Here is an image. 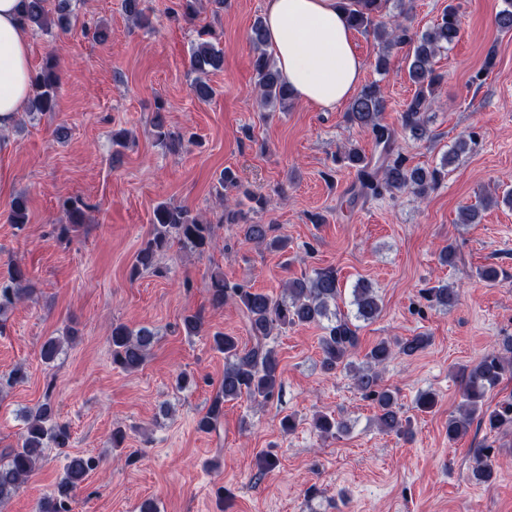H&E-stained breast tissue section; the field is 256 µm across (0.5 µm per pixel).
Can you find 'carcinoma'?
<instances>
[{"mask_svg":"<svg viewBox=\"0 0 512 512\" xmlns=\"http://www.w3.org/2000/svg\"><path fill=\"white\" fill-rule=\"evenodd\" d=\"M69 2L58 0L57 15L54 16L47 8L49 0H28V26L46 34L52 33L55 27H67L70 24ZM388 2L340 0L348 12L350 27L373 33L375 39L384 45L386 53L377 57V71L387 73L389 51L406 47L408 76L416 86L412 99L400 114L397 129L382 123L385 99L378 83L364 86L351 99L347 121L371 135L376 154L368 157L353 145L342 153L341 160L357 171L359 179L358 190L351 191L346 199L350 205L360 197L381 196L386 192L405 189L422 198L448 176V158L468 151L474 143L471 133L459 137L451 154L442 158L441 167L431 170L408 166L407 158L396 150L395 143L401 133L415 141L429 137L425 112L441 81V75L433 67V60L441 50L459 39L461 19L458 9L450 4L432 27L418 33L402 22L387 24L383 21V11ZM200 4L202 0H178L177 7L171 12L191 19L197 14ZM249 40L255 51L253 70L262 103L273 108L288 107L293 92L282 77L276 59L266 50L262 19L258 18L253 23ZM223 64L224 55L215 32L207 27L197 31L190 53V69L198 74L190 90L197 100L208 101L213 97V87L202 76L211 69L222 68ZM57 83L58 60L56 56L49 55L41 70L34 73L27 115L33 117L55 111ZM152 129L157 146L172 152L182 147L183 134L168 127L160 105L154 112ZM87 207L88 204L80 197H72L65 202L66 223L58 225V237L67 239L79 231ZM244 216L240 203L231 205L225 202L218 223L238 224ZM9 219L19 230L27 224L26 196L19 195L11 200ZM151 224L152 233L135 257V273L141 270L160 272L156 266L157 257L174 242L186 251L203 253L214 239L213 224L191 215L188 209L181 206L157 205ZM273 231L271 224H250L246 229V239L271 249L283 248V240L272 235ZM208 291L212 305L219 307L231 301L242 308L251 345L241 347L236 337L227 334L213 335L212 348L224 354V378L207 411L197 422L199 431L208 432L216 426L224 417L226 402L245 397L254 403H263L279 393L282 388L280 361L275 348L269 343L270 337L274 332L290 326L316 324L323 330L320 338L322 369L327 373L338 369L352 373L356 388L377 404L381 428L398 435L408 433L406 420L396 407L394 396L378 388V369L385 368L398 354L412 357L423 351L429 344V337L417 334L396 344L381 339L364 353L361 363H356L353 356L360 348V323H370L381 313L379 299L370 283L361 281L352 289L349 302L352 310L347 313L341 311L338 305L342 288L332 268L315 269L308 276L289 281L279 297L239 283H230L219 272L210 276ZM31 292L27 269L19 265L11 266L7 277L0 279V331L5 328L8 312ZM423 298L431 306L448 308L456 303L457 293L446 285H439L425 289ZM201 327L202 317L198 313L182 318L181 328L188 337L198 335ZM109 343L112 365L124 371H133L144 364L154 343V333L147 327L135 330L115 323ZM62 349V339L50 336L41 345V357L50 363ZM511 372L512 336L502 338L485 350L471 367L462 369L461 398L464 411L458 416L448 417V441L455 442L467 435L475 421L490 433L512 428V396L501 400L492 409L484 407L488 390L496 387ZM414 405L421 412H430L437 405V394L431 390L422 391ZM22 421L23 428L17 445L0 452V504L9 500L28 480L46 449L70 447L71 432L67 425L56 420V412L50 401L24 412ZM315 427L325 436H336L345 430L342 422L328 414L317 416ZM66 458L63 474L53 489L40 498L37 512H72L71 503L76 490L99 466V459L91 455L68 453ZM473 459V479L489 481L493 475V464L487 454V446L475 449Z\"/></svg>","mask_w":512,"mask_h":512,"instance_id":"carcinoma-1","label":"carcinoma"}]
</instances>
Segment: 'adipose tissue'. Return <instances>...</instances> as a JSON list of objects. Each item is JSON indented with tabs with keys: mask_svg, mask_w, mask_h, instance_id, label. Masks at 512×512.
I'll return each instance as SVG.
<instances>
[{
	"mask_svg": "<svg viewBox=\"0 0 512 512\" xmlns=\"http://www.w3.org/2000/svg\"><path fill=\"white\" fill-rule=\"evenodd\" d=\"M23 0H0V118L25 112L32 72ZM269 48L298 100L324 110L357 89L363 60L339 0H265Z\"/></svg>",
	"mask_w": 512,
	"mask_h": 512,
	"instance_id": "ef3b65f1",
	"label": "adipose tissue"
}]
</instances>
